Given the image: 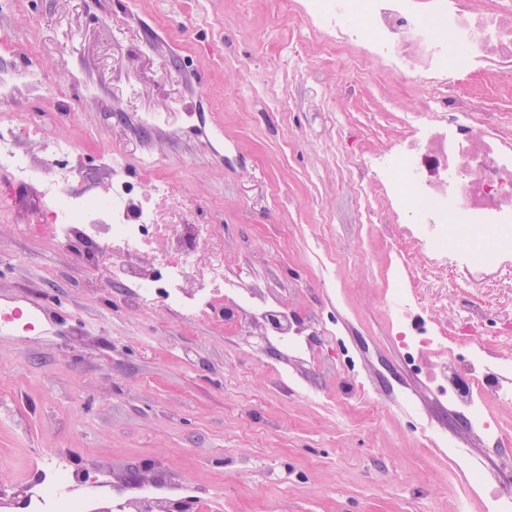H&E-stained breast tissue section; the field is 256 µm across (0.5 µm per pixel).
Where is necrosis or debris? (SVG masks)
I'll list each match as a JSON object with an SVG mask.
<instances>
[{"mask_svg":"<svg viewBox=\"0 0 512 512\" xmlns=\"http://www.w3.org/2000/svg\"><path fill=\"white\" fill-rule=\"evenodd\" d=\"M299 8L324 40L407 77L441 85L468 74L512 78V0H301ZM499 109L492 91L443 97L440 111L405 125L387 150H364L360 167L374 175L376 209L396 217L392 226L367 227L368 240L389 254L378 280L392 343L426 367L438 392L466 410L475 428L501 443L512 439V424L496 414L512 403V305L499 296L512 288V132ZM25 135L38 140L39 157L19 148ZM72 150L70 141L45 137L35 124L19 128L9 112L0 113V169L42 184L59 218L55 242L78 238L112 248V278L138 304L195 314L217 309L225 328L259 321L272 342L306 350L287 298L243 287L220 263L196 278L191 246L200 225H183L161 272L128 263L127 251L154 247L156 212L148 197L166 187L144 193L121 180L119 162L104 194H73L70 169L44 167ZM461 295L472 306L449 323L444 311ZM490 316L498 321L492 336L483 328ZM75 481L66 466L50 467L30 485L24 512H89Z\"/></svg>","mask_w":512,"mask_h":512,"instance_id":"obj_1","label":"necrosis or debris"}]
</instances>
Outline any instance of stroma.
I'll return each instance as SVG.
<instances>
[{
  "label": "stroma",
  "instance_id": "obj_1",
  "mask_svg": "<svg viewBox=\"0 0 512 512\" xmlns=\"http://www.w3.org/2000/svg\"><path fill=\"white\" fill-rule=\"evenodd\" d=\"M347 52H327L286 0H10L0 5V72L27 67L12 107L78 148L71 190L102 193L109 159L161 160L159 242L199 224V275L214 260L244 286L286 294L309 350L260 351L254 322L128 300L112 255L50 245L41 184L0 169V308L40 301L0 335V487L27 489L46 460L94 469L103 494L160 496L192 482L220 512H481L465 472L421 446L415 421L448 407L389 342L374 278L385 255L361 241L371 129L418 114L422 87ZM334 321L327 343L318 330ZM487 490L512 496V446L468 427Z\"/></svg>",
  "mask_w": 512,
  "mask_h": 512
}]
</instances>
